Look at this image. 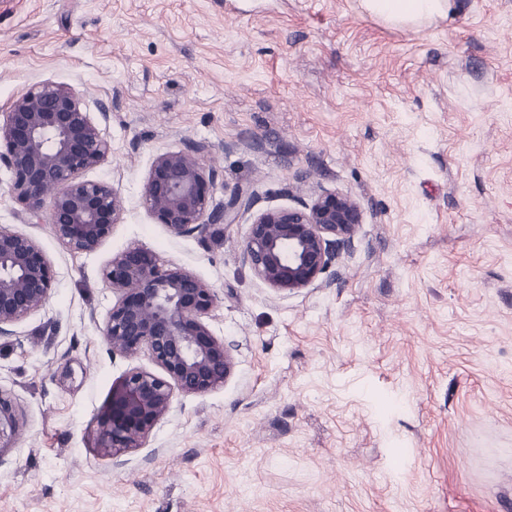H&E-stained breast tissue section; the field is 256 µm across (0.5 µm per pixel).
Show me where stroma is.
I'll list each match as a JSON object with an SVG mask.
<instances>
[{
	"instance_id": "1",
	"label": "stroma",
	"mask_w": 512,
	"mask_h": 512,
	"mask_svg": "<svg viewBox=\"0 0 512 512\" xmlns=\"http://www.w3.org/2000/svg\"><path fill=\"white\" fill-rule=\"evenodd\" d=\"M395 28L358 0H0V112L31 85L75 87L111 150L120 224L89 255L30 224L0 167V226L57 279L0 336L20 428L0 512H512V0ZM213 146L216 200L255 210L324 190L364 222L329 284L265 288L247 223L172 235L141 190L155 155ZM131 247L214 289L207 324L235 369L175 393L142 448L100 452L97 416L148 354L112 355L101 276Z\"/></svg>"
}]
</instances>
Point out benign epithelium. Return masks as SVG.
Listing matches in <instances>:
<instances>
[{
  "label": "benign epithelium",
  "instance_id": "1",
  "mask_svg": "<svg viewBox=\"0 0 512 512\" xmlns=\"http://www.w3.org/2000/svg\"><path fill=\"white\" fill-rule=\"evenodd\" d=\"M212 149L194 141L153 158L141 195L145 209L175 236L203 234L214 224H238L253 208V193L234 189L215 202L214 172L202 158ZM110 145L88 105L72 86L38 82L0 113V164L12 173L11 192L33 224H52L58 242L72 254H90L120 223L117 190L82 179L98 166ZM363 212L339 191L324 192L298 207H271L251 214L240 257L254 277L278 295H290L322 280L354 248ZM117 293L102 329L110 351L125 357L147 352L164 372L131 369L98 420V447L117 458L142 447L169 411L174 391L206 393L223 386L234 362L204 318L217 297L193 273L168 269L152 253L131 248L102 268ZM55 271L32 237L0 227V336L46 304ZM18 419L0 393V445L15 435Z\"/></svg>",
  "mask_w": 512,
  "mask_h": 512
}]
</instances>
